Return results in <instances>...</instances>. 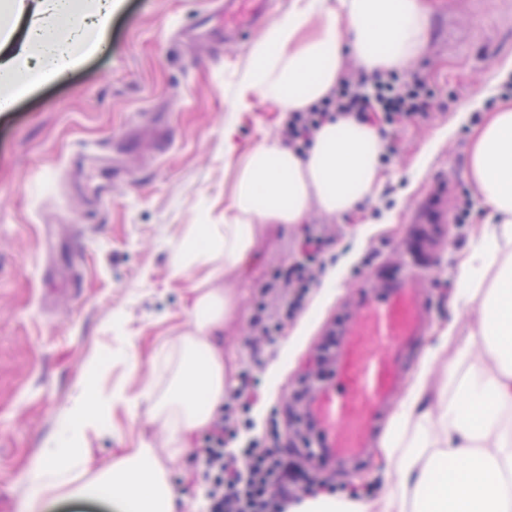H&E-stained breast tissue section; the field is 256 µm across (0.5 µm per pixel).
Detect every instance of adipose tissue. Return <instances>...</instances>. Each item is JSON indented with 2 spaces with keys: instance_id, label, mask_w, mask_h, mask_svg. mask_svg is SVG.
Returning <instances> with one entry per match:
<instances>
[{
  "instance_id": "obj_1",
  "label": "adipose tissue",
  "mask_w": 512,
  "mask_h": 512,
  "mask_svg": "<svg viewBox=\"0 0 512 512\" xmlns=\"http://www.w3.org/2000/svg\"><path fill=\"white\" fill-rule=\"evenodd\" d=\"M7 21L0 23V110L23 92L60 78L105 42L106 27L123 0H0ZM25 30L17 41V30ZM426 0H293L288 13L257 37L250 66L232 108L250 111L255 99L280 114L306 110L335 86L345 57L365 72L406 70L430 38ZM378 126L353 118L326 120L310 148L297 153L279 136L265 133L241 160L230 203L220 224H191L173 254L175 270L206 271V285L192 291L191 328L173 347L176 360L165 391L148 385L139 397L123 389H101L103 372L89 360L60 434L50 439L29 476L28 501L37 505L52 488L88 498L107 488L129 502L133 512H174L166 472L150 445L123 449L106 469L79 482L91 450L90 433L100 431L116 406L148 402L150 415L166 434V444L188 448L224 402V352L215 343L234 308L220 281L254 248L268 224L304 223L311 207L341 218L375 198L383 177ZM467 178L494 222L458 264L462 282L455 296L460 309L477 305L472 344L462 345L444 378L455 390L436 410L423 408L429 365H422L380 456L388 481L380 498L319 495L303 499L291 512H512V101L502 103L475 129ZM492 282L476 296L474 284ZM484 346L488 361L468 374L459 364Z\"/></svg>"
}]
</instances>
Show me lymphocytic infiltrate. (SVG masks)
I'll return each instance as SVG.
<instances>
[{
	"mask_svg": "<svg viewBox=\"0 0 512 512\" xmlns=\"http://www.w3.org/2000/svg\"><path fill=\"white\" fill-rule=\"evenodd\" d=\"M434 100V91L417 70L368 74L349 68L320 106L291 113L283 135L288 145L300 152L310 145L328 113L359 117L373 111L395 128L428 116ZM306 243L312 248L306 261L284 272L275 271L264 290L265 299L258 306L253 327L266 342L280 335L286 320L301 308L324 269L318 258L325 245L319 225H309ZM235 424L232 411H225L221 426L205 436L197 454L206 483L208 512H288L299 500L293 486L307 481L306 471L297 462L284 461L274 426L248 446L226 450L224 437L233 433Z\"/></svg>",
	"mask_w": 512,
	"mask_h": 512,
	"instance_id": "1",
	"label": "lymphocytic infiltrate"
}]
</instances>
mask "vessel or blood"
I'll use <instances>...</instances> for the list:
<instances>
[{
    "label": "vessel or blood",
    "instance_id": "obj_1",
    "mask_svg": "<svg viewBox=\"0 0 512 512\" xmlns=\"http://www.w3.org/2000/svg\"><path fill=\"white\" fill-rule=\"evenodd\" d=\"M274 14L273 0L247 12L241 0H224V19L236 37L259 36L263 21ZM428 316V300L408 271L385 295L362 301L357 319L343 331L331 379L310 403L320 444L334 457L358 459L372 447L379 419L395 406L401 351L424 335Z\"/></svg>",
    "mask_w": 512,
    "mask_h": 512
}]
</instances>
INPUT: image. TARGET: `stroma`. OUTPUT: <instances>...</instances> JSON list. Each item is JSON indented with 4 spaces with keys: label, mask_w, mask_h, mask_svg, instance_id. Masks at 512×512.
<instances>
[{
    "label": "stroma",
    "mask_w": 512,
    "mask_h": 512,
    "mask_svg": "<svg viewBox=\"0 0 512 512\" xmlns=\"http://www.w3.org/2000/svg\"><path fill=\"white\" fill-rule=\"evenodd\" d=\"M429 5L431 36L414 66L437 90L436 104L428 117L402 126L395 153L380 165L385 182L377 200L341 219L311 211L309 223L335 228L325 269L262 362L251 349L255 303L271 271L294 261L304 226L267 225L248 259L224 273L223 286L235 299L222 336L226 388L235 390L253 366L260 377L245 393L253 426L242 439L261 436L275 413L281 447L289 449L294 393L317 373L325 344L352 320L362 298L381 292L376 264L401 265L408 218L443 180L448 200L434 251L440 272L422 280L432 308L422 348L439 350L429 404L447 394L443 368L476 325L475 308L454 306L461 286L457 262L489 221L478 204L471 223L456 224L455 215L460 195L472 190L466 171L473 132L506 100L495 71L512 59V0ZM205 21L223 26L216 0H125L107 26L111 53L87 59L0 112V512L27 499L29 464L58 433L90 358L104 364V388L120 384L135 396L148 382H165L153 362L165 359L189 329L191 290L203 277L172 266L184 227L223 223L241 158L264 131L284 128L265 101L248 112L230 107L249 65L247 48L174 42L176 32ZM151 112L173 128L172 148L157 153L149 126H142L138 148L121 154L123 174L112 185L111 202L87 218L89 179L78 161L91 147L111 146ZM228 124L235 128L231 153L224 147ZM76 243L84 288L74 302L66 261ZM450 322L455 332L439 345V331ZM141 441L153 444L165 468L175 512H200V441L171 454L146 408L132 415L118 407L105 429L90 435L88 473L97 474L121 449ZM307 467L317 494L373 498L387 481L374 447L358 464L317 456Z\"/></svg>",
    "instance_id": "stroma-1"
}]
</instances>
